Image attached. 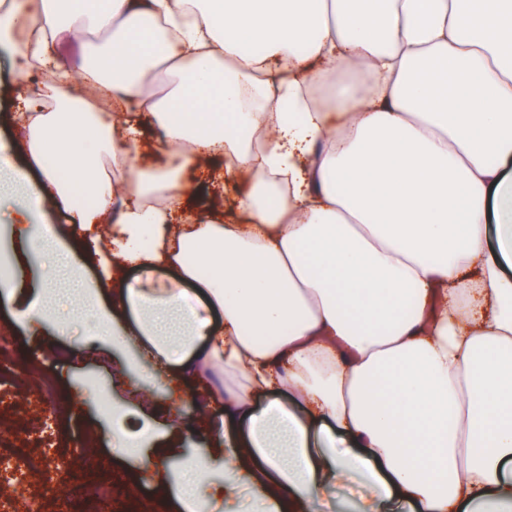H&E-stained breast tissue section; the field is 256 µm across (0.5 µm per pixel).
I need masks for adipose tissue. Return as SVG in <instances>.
<instances>
[{"instance_id": "ef3b65f1", "label": "adipose tissue", "mask_w": 512, "mask_h": 512, "mask_svg": "<svg viewBox=\"0 0 512 512\" xmlns=\"http://www.w3.org/2000/svg\"><path fill=\"white\" fill-rule=\"evenodd\" d=\"M0 46L33 194L87 232L125 201L94 280L68 283L74 250L40 239L54 259L21 321L79 313L94 340L224 376L211 448L133 454L183 512L245 492L248 512H318L359 472L365 512H512V0H9ZM36 66L52 107L27 104ZM217 159L246 189L176 223L186 174ZM116 265L144 287H112Z\"/></svg>"}]
</instances>
